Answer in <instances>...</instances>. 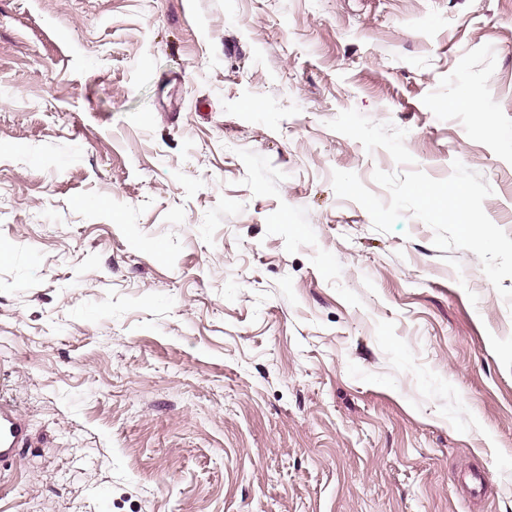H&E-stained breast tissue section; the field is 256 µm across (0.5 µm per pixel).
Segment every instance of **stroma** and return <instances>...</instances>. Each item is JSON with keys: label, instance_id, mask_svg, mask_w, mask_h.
I'll return each instance as SVG.
<instances>
[{"label": "stroma", "instance_id": "stroma-1", "mask_svg": "<svg viewBox=\"0 0 512 512\" xmlns=\"http://www.w3.org/2000/svg\"><path fill=\"white\" fill-rule=\"evenodd\" d=\"M0 389V512H512V0H0ZM29 437L24 415L15 402L0 394V460L14 459Z\"/></svg>", "mask_w": 512, "mask_h": 512}]
</instances>
